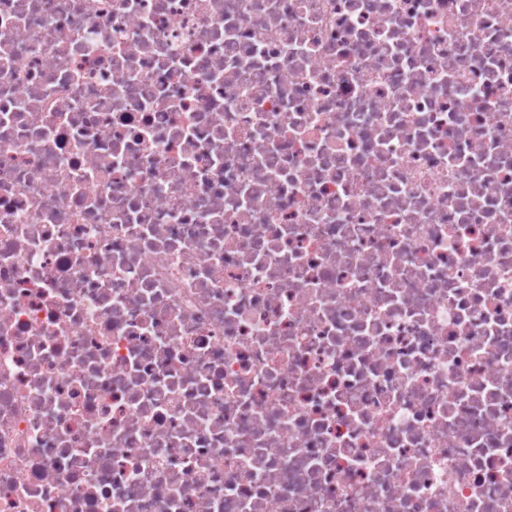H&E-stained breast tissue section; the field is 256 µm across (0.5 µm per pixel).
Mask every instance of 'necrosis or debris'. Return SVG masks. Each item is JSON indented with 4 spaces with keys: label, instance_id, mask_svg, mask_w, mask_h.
Segmentation results:
<instances>
[{
    "label": "necrosis or debris",
    "instance_id": "1",
    "mask_svg": "<svg viewBox=\"0 0 512 512\" xmlns=\"http://www.w3.org/2000/svg\"><path fill=\"white\" fill-rule=\"evenodd\" d=\"M0 512H512V0H0Z\"/></svg>",
    "mask_w": 512,
    "mask_h": 512
}]
</instances>
